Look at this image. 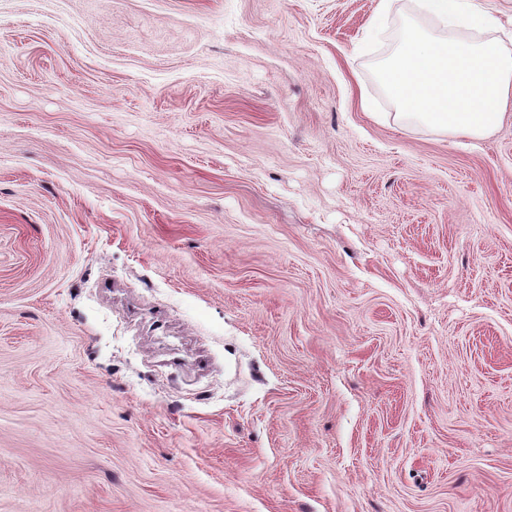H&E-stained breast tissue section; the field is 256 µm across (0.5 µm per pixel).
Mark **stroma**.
I'll use <instances>...</instances> for the list:
<instances>
[{"label": "stroma", "mask_w": 512, "mask_h": 512, "mask_svg": "<svg viewBox=\"0 0 512 512\" xmlns=\"http://www.w3.org/2000/svg\"><path fill=\"white\" fill-rule=\"evenodd\" d=\"M378 4L0 0V512H512V105Z\"/></svg>", "instance_id": "obj_1"}]
</instances>
